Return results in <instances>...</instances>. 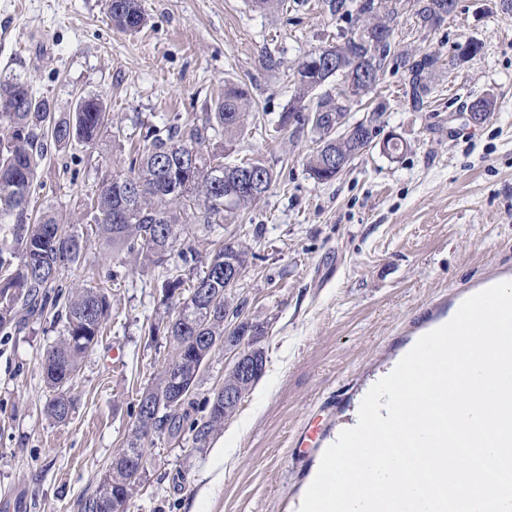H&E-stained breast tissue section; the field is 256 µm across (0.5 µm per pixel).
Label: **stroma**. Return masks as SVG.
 <instances>
[{
    "mask_svg": "<svg viewBox=\"0 0 512 512\" xmlns=\"http://www.w3.org/2000/svg\"><path fill=\"white\" fill-rule=\"evenodd\" d=\"M321 0H286L283 11L251 9L248 0H140L146 26L113 29L104 0H0V78L19 75L56 111L78 97L100 98L117 129L95 146L75 142L41 164L29 215L51 214L83 237L80 263L63 286L105 283L112 314L73 381L78 401L67 423L43 412L50 391L41 358L63 332L46 312L0 331V512H80L123 446L137 399L171 348L149 325L162 312L156 271L139 261L112 263L83 203L107 172L121 169L144 125L202 122L225 86L247 87L262 129L210 149L235 164L271 166L273 189L242 222L259 235L240 240L248 266L235 292L244 315L264 323L265 371L222 430L234 452L224 476L209 482L212 447L195 449L189 432L154 439L129 512H291L317 458L291 456V438L308 417L324 418L323 446L354 419L375 375L417 337L413 325L454 288L493 272L512 275V13L500 0H459L436 29L412 12L398 20V50H482L440 69L422 111L403 94V71L388 70L375 95L354 105L361 119L385 104L381 147L354 159L336 179H312L305 158L311 132L290 138L277 120L292 97L290 76L312 50L346 23L326 17ZM490 97V119L470 121L472 103ZM232 354L216 348L202 368L190 414L224 382Z\"/></svg>",
    "mask_w": 512,
    "mask_h": 512,
    "instance_id": "1",
    "label": "stroma"
}]
</instances>
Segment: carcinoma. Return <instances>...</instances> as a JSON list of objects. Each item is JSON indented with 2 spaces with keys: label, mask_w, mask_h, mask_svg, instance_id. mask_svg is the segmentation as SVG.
I'll return each mask as SVG.
<instances>
[{
  "label": "carcinoma",
  "mask_w": 512,
  "mask_h": 512,
  "mask_svg": "<svg viewBox=\"0 0 512 512\" xmlns=\"http://www.w3.org/2000/svg\"><path fill=\"white\" fill-rule=\"evenodd\" d=\"M459 0H416L415 15L424 28L441 25L451 13L448 2ZM404 0H321V9L344 20L348 27L333 49L331 68L309 69L298 65L293 73L295 94L278 121L280 130L296 134L309 128L318 146L306 162L311 178L329 182L336 173L324 168V152L332 149L349 163L369 151L381 131L384 107L373 109L371 117L350 121L349 98L352 82L367 71L368 91H374L387 69L407 67L406 96L420 109L431 91L432 77L439 71L441 56L436 51L409 54L396 50L393 26L400 17ZM112 26L134 33L146 25L138 0H105ZM336 92L319 97L313 92L331 79ZM17 103L13 112H0V127L10 131L0 139V222L11 220L14 237L11 246L0 248V329L17 324L18 310L29 318H40L48 307L65 300V333L45 351L43 373L51 391L44 412L56 423L69 420L76 405L71 393L80 363L99 342L109 317L108 287L77 289L63 293L58 280L62 269L76 264L84 250L83 238L63 229L57 219L43 216L27 223V211L37 184L39 162L49 148H64L73 141L85 146L96 144L101 129L112 126V116L100 99L82 97L66 114L55 112L50 101L35 94L28 81L12 77L0 81V100ZM249 91L243 86L224 89L205 121L189 128L171 124L149 126L142 143L130 154L125 170L103 179L98 193L85 202L95 233L107 246L112 259L121 263L129 257L162 269L163 302L168 315L149 333L171 337L172 355L155 383L138 399L135 418L151 411L152 428L134 425L126 438V449L138 448V461L108 469L95 493L82 504L81 512H112V501L129 498L136 474L144 467V443L155 434L171 435L183 429L192 433L196 446L206 443L210 433L233 416L258 377L238 379L224 375V385L236 387L237 398L224 407V389L206 400L207 417L187 421L184 405L160 403L158 394L168 382L171 366L181 365L187 374L195 369L187 359L192 346L183 336H223L227 317L242 314L234 304L233 287L224 284V258L246 263V252L232 240L220 242L214 254L202 258L187 244L191 225L205 229L237 218L259 202L276 182L273 168L261 162L224 163V155L208 150L211 138L222 137L229 144L248 131ZM140 187L126 194V184Z\"/></svg>",
  "instance_id": "1"
}]
</instances>
